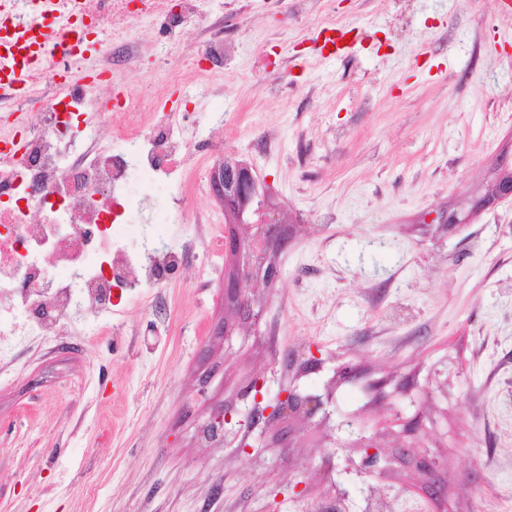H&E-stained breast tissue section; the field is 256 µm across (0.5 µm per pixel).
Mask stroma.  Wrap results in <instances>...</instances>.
<instances>
[{
	"instance_id": "stroma-1",
	"label": "stroma",
	"mask_w": 512,
	"mask_h": 512,
	"mask_svg": "<svg viewBox=\"0 0 512 512\" xmlns=\"http://www.w3.org/2000/svg\"><path fill=\"white\" fill-rule=\"evenodd\" d=\"M223 14L220 79L171 85L194 102L190 144L212 128L268 190L292 241L280 277L250 293L262 317L231 341L225 259L201 195L160 224L195 254L169 284L136 289L52 345L0 370V512H436L421 474L328 441L358 415L392 452L403 418L445 463L450 512H512V199L475 209L512 157V11L499 0H202ZM352 35L315 48L319 29ZM151 54L115 78L132 94L164 80ZM454 213L458 225L436 223ZM319 370L304 371L310 354ZM270 393L333 389L329 420L297 424L291 448L243 453L202 440L210 403L245 409L251 376ZM410 379L408 397L395 390ZM208 401L193 398L200 384ZM306 483L297 495V483Z\"/></svg>"
}]
</instances>
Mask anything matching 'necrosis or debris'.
I'll return each mask as SVG.
<instances>
[{
  "mask_svg": "<svg viewBox=\"0 0 512 512\" xmlns=\"http://www.w3.org/2000/svg\"><path fill=\"white\" fill-rule=\"evenodd\" d=\"M78 11L104 37L103 77L137 61L142 47L133 31L152 22L159 25L153 49L167 76L149 95L115 100L108 114L111 144L86 152L67 169L59 165L63 133L79 127L92 105L63 92L61 84L84 49L66 43L52 66L34 75L25 101L37 109L38 125L0 113V127L13 135L0 170V362L19 343L63 335L85 314L110 311L113 289L164 287L191 261L155 230L130 239L113 227L135 221L147 200H160L182 158L192 153L182 130L189 113L167 111L162 102L168 83L212 76L205 46L196 49L189 68L169 65L176 31L204 18L200 0H79ZM34 209L41 215L36 222ZM51 268L63 271L53 283L46 279Z\"/></svg>",
  "mask_w": 512,
  "mask_h": 512,
  "instance_id": "necrosis-or-debris-1",
  "label": "necrosis or debris"
}]
</instances>
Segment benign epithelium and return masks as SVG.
<instances>
[{
  "mask_svg": "<svg viewBox=\"0 0 512 512\" xmlns=\"http://www.w3.org/2000/svg\"><path fill=\"white\" fill-rule=\"evenodd\" d=\"M221 178L213 185L214 194L224 203V255L228 269L224 275V304L234 309L240 320L257 323L256 314L248 301V292L258 279L271 282L280 275L277 265H267L260 261L261 256L271 247L284 250L288 247V236L279 224H267L255 237H245L240 226L253 217L266 220L270 207L267 192L257 182L251 168L241 162L225 161L220 165ZM499 195L512 196V162L504 161L497 174ZM265 386L263 376L252 377L244 391V396H253L252 407L244 413L238 424L252 431L259 422L273 427L275 433L268 437L260 434V444L264 447H292L294 440L293 422L311 421L316 415L325 419L330 415L331 398L322 395H303L295 388L280 391L271 400H265L260 393ZM347 446L361 448L364 451L363 467L370 475L381 474V461L385 460L377 448L373 437L365 430L352 433L347 437ZM392 457L412 466L426 477L422 493L428 495L436 505L438 512H448L445 497V482L435 455L424 452L414 453L411 446L396 448Z\"/></svg>",
  "mask_w": 512,
  "mask_h": 512,
  "instance_id": "7a95c632",
  "label": "benign epithelium"
}]
</instances>
